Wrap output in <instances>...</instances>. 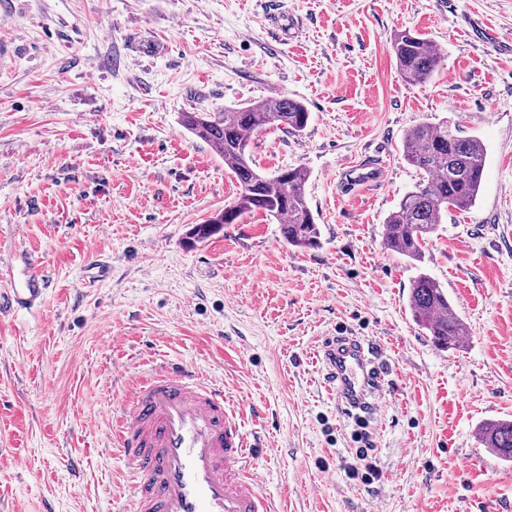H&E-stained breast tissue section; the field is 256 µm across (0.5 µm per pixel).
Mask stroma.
Listing matches in <instances>:
<instances>
[{
    "instance_id": "stroma-1",
    "label": "stroma",
    "mask_w": 512,
    "mask_h": 512,
    "mask_svg": "<svg viewBox=\"0 0 512 512\" xmlns=\"http://www.w3.org/2000/svg\"><path fill=\"white\" fill-rule=\"evenodd\" d=\"M401 30L443 46L430 82L399 75ZM145 38L165 51L138 58ZM280 86L310 121L251 151L262 171L308 170L319 247L288 245L259 211L189 244L238 185L180 114ZM424 121L488 155L476 205L449 212L416 266L383 232L419 180L402 140ZM351 163L382 166L384 187H354ZM25 252L49 289L0 314V512H114L125 460L109 405L161 359L260 410L244 419L260 490L287 512H512V462L477 436L512 419V0H0V292ZM421 270L469 326L463 348L414 322ZM351 335L392 366L361 420L320 358L325 337ZM364 433L373 484L342 470Z\"/></svg>"
}]
</instances>
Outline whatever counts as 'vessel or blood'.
<instances>
[{
	"label": "vessel or blood",
	"mask_w": 512,
	"mask_h": 512,
	"mask_svg": "<svg viewBox=\"0 0 512 512\" xmlns=\"http://www.w3.org/2000/svg\"><path fill=\"white\" fill-rule=\"evenodd\" d=\"M22 263L18 286L0 294V313L30 308L45 294L39 259L29 255ZM323 354L340 410H370L389 374L381 353L358 337L331 336ZM245 414L189 365L135 375L112 419V439L127 460L128 512H281L258 488Z\"/></svg>",
	"instance_id": "obj_1"
}]
</instances>
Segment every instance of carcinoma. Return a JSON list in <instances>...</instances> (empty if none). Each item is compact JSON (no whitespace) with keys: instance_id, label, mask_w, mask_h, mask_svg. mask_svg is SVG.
I'll return each instance as SVG.
<instances>
[{"instance_id":"cac0c4a2","label":"carcinoma","mask_w":512,"mask_h":512,"mask_svg":"<svg viewBox=\"0 0 512 512\" xmlns=\"http://www.w3.org/2000/svg\"><path fill=\"white\" fill-rule=\"evenodd\" d=\"M400 76L409 83L425 84L442 68L443 57L421 34L401 31L390 42ZM310 112L300 101L271 96L224 112H184L183 127L213 145L224 157L239 184L235 201L205 224L193 226L191 235L204 241L242 215L262 211L281 221L286 242L296 248L320 244V228L308 203L309 172L302 167L281 168L271 175L257 170L251 158L252 137L267 129L303 131ZM403 157L421 174L420 182L400 201L385 221L384 245L410 261L423 259L426 240L449 211H467L479 197L486 148L477 137L464 136L448 123L422 122L403 140ZM409 307L414 321L432 342L448 350L460 349L469 327L456 313L448 292L426 273L411 284ZM483 447L512 461V420H496L478 429Z\"/></svg>"}]
</instances>
